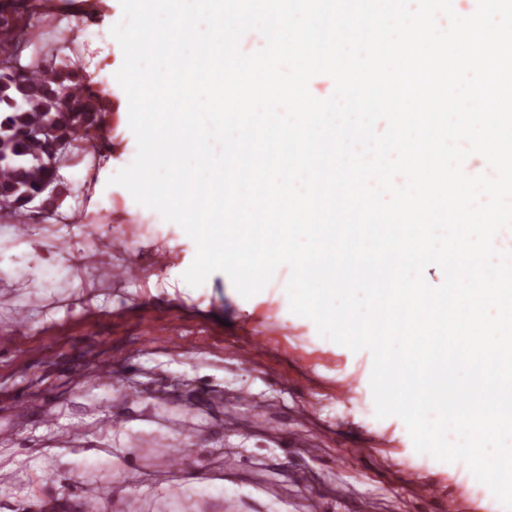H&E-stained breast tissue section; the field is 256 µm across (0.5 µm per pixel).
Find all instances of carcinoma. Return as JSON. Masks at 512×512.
Instances as JSON below:
<instances>
[{"instance_id": "obj_1", "label": "carcinoma", "mask_w": 512, "mask_h": 512, "mask_svg": "<svg viewBox=\"0 0 512 512\" xmlns=\"http://www.w3.org/2000/svg\"><path fill=\"white\" fill-rule=\"evenodd\" d=\"M22 24L0 21V63L21 58L26 41ZM19 75L0 70V189L13 206L0 213L7 218L32 212L28 196L39 191L50 169L47 142L59 134L67 139V160L80 144L95 138L100 124L112 113V103L93 90L83 69L70 64L52 67L32 57Z\"/></svg>"}]
</instances>
